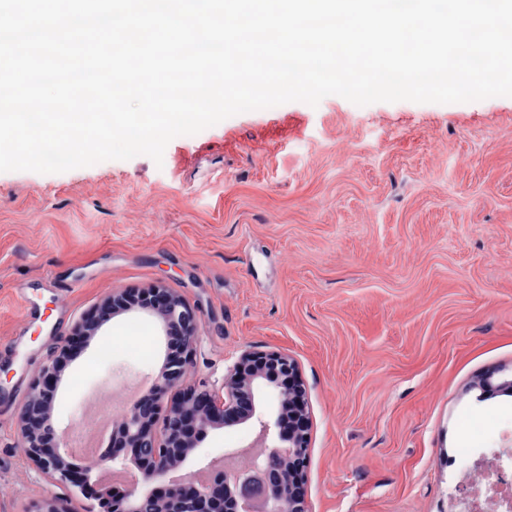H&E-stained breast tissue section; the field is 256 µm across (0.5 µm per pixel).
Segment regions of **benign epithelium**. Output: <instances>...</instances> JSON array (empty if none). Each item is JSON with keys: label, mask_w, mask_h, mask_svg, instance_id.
Returning a JSON list of instances; mask_svg holds the SVG:
<instances>
[{"label": "benign epithelium", "mask_w": 512, "mask_h": 512, "mask_svg": "<svg viewBox=\"0 0 512 512\" xmlns=\"http://www.w3.org/2000/svg\"><path fill=\"white\" fill-rule=\"evenodd\" d=\"M156 317L166 338V362L149 392L135 399L125 419L112 430L96 466L78 470L73 433L53 423L57 388L75 346L92 338L117 312ZM197 310L162 283L132 296L126 291L105 298L74 326L73 338L53 352L33 382L19 411V448L26 460L53 483L97 489L98 512H307L298 473L306 463L311 422L297 363L279 351L246 350L227 369L221 385L189 384L187 368L201 332ZM273 389L279 412L270 421L257 411L262 388ZM256 422L247 444L224 452L221 459L201 462L195 471L179 474L185 461L201 447L209 432L231 424ZM251 453L250 467L228 478L224 458ZM293 470L284 475L279 461ZM136 475L116 491L94 473Z\"/></svg>", "instance_id": "7a95c632"}]
</instances>
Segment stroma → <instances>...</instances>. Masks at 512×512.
Listing matches in <instances>:
<instances>
[{
	"label": "stroma",
	"instance_id": "1",
	"mask_svg": "<svg viewBox=\"0 0 512 512\" xmlns=\"http://www.w3.org/2000/svg\"><path fill=\"white\" fill-rule=\"evenodd\" d=\"M161 283L202 318L189 380L246 350L298 364L313 426L309 512H448V459L506 443L512 394V97L365 106L330 95L243 112L145 155L62 173L0 172V512L45 496L95 512L17 445L50 350L115 291ZM138 325L143 354L106 340ZM166 358L126 313L77 350L55 422ZM254 436L210 432L185 470Z\"/></svg>",
	"mask_w": 512,
	"mask_h": 512
}]
</instances>
